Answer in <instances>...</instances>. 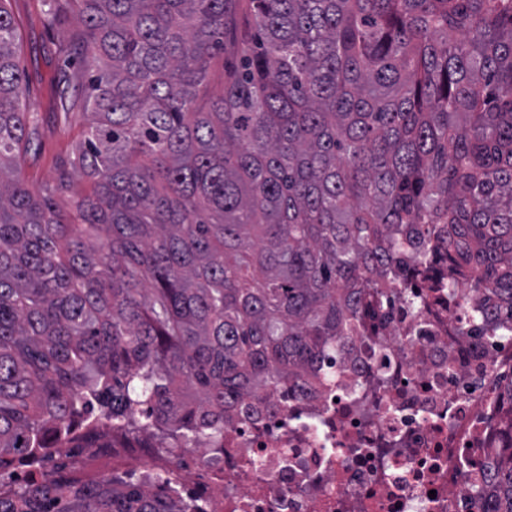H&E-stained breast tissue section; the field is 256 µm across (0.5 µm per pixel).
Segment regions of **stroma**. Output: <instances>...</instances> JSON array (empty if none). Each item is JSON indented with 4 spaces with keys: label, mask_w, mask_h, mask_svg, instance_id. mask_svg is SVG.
Wrapping results in <instances>:
<instances>
[{
    "label": "stroma",
    "mask_w": 512,
    "mask_h": 512,
    "mask_svg": "<svg viewBox=\"0 0 512 512\" xmlns=\"http://www.w3.org/2000/svg\"><path fill=\"white\" fill-rule=\"evenodd\" d=\"M8 8L22 38L19 65L28 75L24 100L41 125L37 146L24 158L23 173L30 185L43 190L53 185L58 168L71 161L87 125L82 108L66 111L58 100L62 87L71 98L83 100L86 80L80 65L52 52L53 46L71 38L75 21L64 12L46 22L43 0H10Z\"/></svg>",
    "instance_id": "1"
}]
</instances>
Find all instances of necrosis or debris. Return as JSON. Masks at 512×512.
<instances>
[{"mask_svg":"<svg viewBox=\"0 0 512 512\" xmlns=\"http://www.w3.org/2000/svg\"><path fill=\"white\" fill-rule=\"evenodd\" d=\"M396 290L314 375L246 399L220 455L79 432L54 458L78 484L168 473L169 497L199 512H480L512 422V329L483 335L485 292L447 265Z\"/></svg>","mask_w":512,"mask_h":512,"instance_id":"1","label":"necrosis or debris"}]
</instances>
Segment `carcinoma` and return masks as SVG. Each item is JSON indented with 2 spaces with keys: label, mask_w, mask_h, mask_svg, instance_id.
<instances>
[{
  "label": "carcinoma",
  "mask_w": 512,
  "mask_h": 512,
  "mask_svg": "<svg viewBox=\"0 0 512 512\" xmlns=\"http://www.w3.org/2000/svg\"><path fill=\"white\" fill-rule=\"evenodd\" d=\"M6 2L0 471L79 431L218 452L224 416L439 263L495 296L483 331L508 322L512 0H48L50 22L76 4L59 52L82 57L91 119L43 192L22 174L40 123ZM478 497L512 512V454ZM0 512L185 510L121 475L44 474Z\"/></svg>",
  "instance_id": "1"
}]
</instances>
